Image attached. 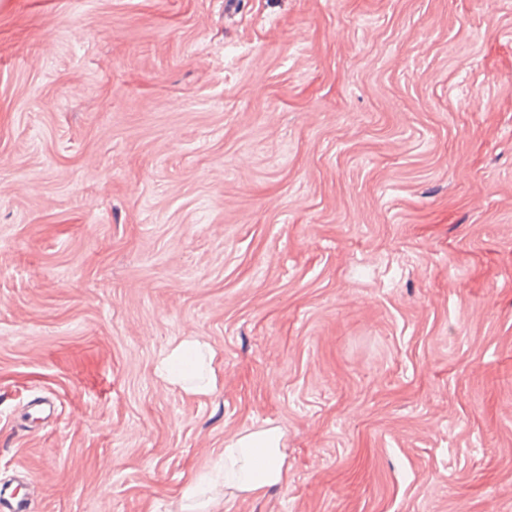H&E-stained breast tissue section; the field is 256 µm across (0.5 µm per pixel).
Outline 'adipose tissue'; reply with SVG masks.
<instances>
[{
	"mask_svg": "<svg viewBox=\"0 0 512 512\" xmlns=\"http://www.w3.org/2000/svg\"><path fill=\"white\" fill-rule=\"evenodd\" d=\"M162 377L172 386L195 395L215 388V355L200 341L187 338L176 344L163 358ZM283 433L279 427H261L225 442L224 458L218 474L225 488L257 494L282 484L286 477L282 452Z\"/></svg>",
	"mask_w": 512,
	"mask_h": 512,
	"instance_id": "ef3b65f1",
	"label": "adipose tissue"
}]
</instances>
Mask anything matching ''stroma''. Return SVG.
<instances>
[{"instance_id": "obj_1", "label": "stroma", "mask_w": 512, "mask_h": 512, "mask_svg": "<svg viewBox=\"0 0 512 512\" xmlns=\"http://www.w3.org/2000/svg\"><path fill=\"white\" fill-rule=\"evenodd\" d=\"M268 424L209 512H512V0H0V488L186 512ZM215 355L200 341L187 338L176 344L162 359V377L171 386L203 395L215 388ZM283 432L278 426L261 427L224 443V458L218 466L224 489L257 494L285 481Z\"/></svg>"}]
</instances>
